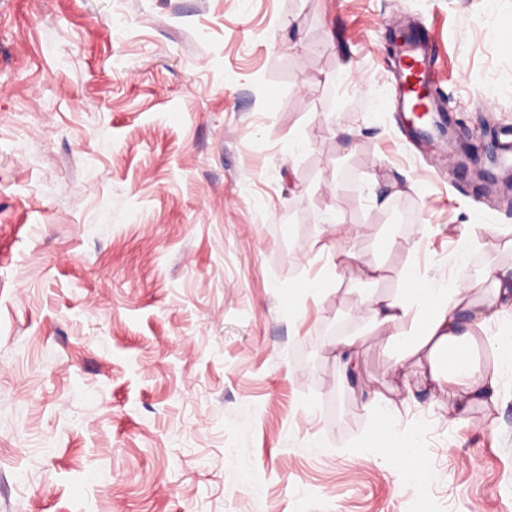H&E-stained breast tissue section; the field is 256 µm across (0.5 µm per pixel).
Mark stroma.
Masks as SVG:
<instances>
[{
  "instance_id": "obj_1",
  "label": "stroma",
  "mask_w": 512,
  "mask_h": 512,
  "mask_svg": "<svg viewBox=\"0 0 512 512\" xmlns=\"http://www.w3.org/2000/svg\"><path fill=\"white\" fill-rule=\"evenodd\" d=\"M437 49L466 168L391 99L392 31ZM512 0H0V512H512V375L456 421L362 301L512 267ZM353 242L336 286L302 288ZM379 267L376 278L363 269ZM386 386L377 414L341 382ZM463 233L467 236L471 243H479L480 239H491V246L495 247L499 237L506 234L505 229L501 225L495 224H472L466 225ZM337 355L343 368V376L347 381L349 372L356 371L358 365L359 349L355 339L336 345ZM367 395L370 397V403L374 405L377 414L381 417L378 422V434L384 435L388 429L382 418L387 419L389 412L394 407L393 399L388 397L383 389L375 387L370 388ZM383 448H392L394 456L404 466L414 462L412 467H406V473L414 479L421 477L422 472L417 464L419 449L411 440L400 439L398 442H385Z\"/></svg>"
}]
</instances>
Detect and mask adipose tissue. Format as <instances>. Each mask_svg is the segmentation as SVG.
Masks as SVG:
<instances>
[{
    "label": "adipose tissue",
    "mask_w": 512,
    "mask_h": 512,
    "mask_svg": "<svg viewBox=\"0 0 512 512\" xmlns=\"http://www.w3.org/2000/svg\"><path fill=\"white\" fill-rule=\"evenodd\" d=\"M485 275L493 285L487 304L476 303L467 289L439 288L428 280L394 294L371 295L364 304L384 342L402 348L404 359L397 370L413 363L426 388L449 392L459 414L474 401L494 398L504 375L512 372V347L500 351L492 372L474 356L491 325L512 315V274L490 266ZM407 321L410 332H400Z\"/></svg>",
    "instance_id": "1"
}]
</instances>
